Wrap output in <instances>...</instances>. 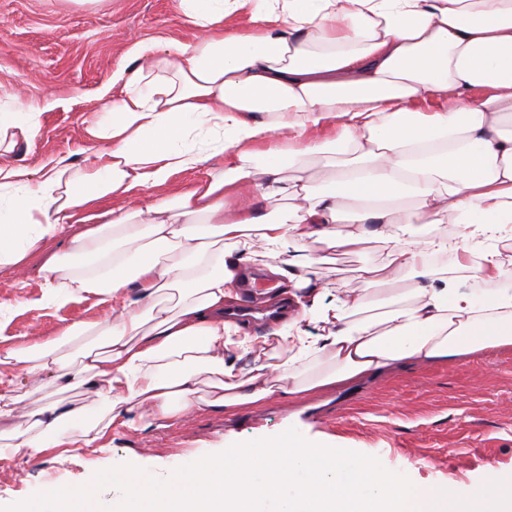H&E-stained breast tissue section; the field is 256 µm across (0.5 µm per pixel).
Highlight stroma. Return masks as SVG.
Returning a JSON list of instances; mask_svg holds the SVG:
<instances>
[{"label": "stroma", "mask_w": 512, "mask_h": 512, "mask_svg": "<svg viewBox=\"0 0 512 512\" xmlns=\"http://www.w3.org/2000/svg\"><path fill=\"white\" fill-rule=\"evenodd\" d=\"M178 0H104L78 6L72 0H0V102L22 93L42 106L30 144L11 162L38 170L48 158L82 159L85 119L101 87L127 62L129 49L147 38L191 40ZM376 241L358 252L335 253L320 278L332 288L353 279L358 268L381 262ZM42 255L27 263L26 282L0 276V303L16 307L0 329V356L21 347L31 330L61 339L77 357L95 334L63 337L75 323L104 316L93 300L56 310L37 305L43 282ZM296 428L321 445L377 458L385 469L405 473L423 486L478 481L487 465L512 475V348H487L448 361L404 365L386 375L321 393L300 402L277 397L258 407L208 411L167 429L147 432L113 427L104 452L59 458L50 449L17 455L0 464V508L30 498L40 484H83L116 465L161 470L178 458L217 455L236 443L277 436Z\"/></svg>", "instance_id": "stroma-1"}]
</instances>
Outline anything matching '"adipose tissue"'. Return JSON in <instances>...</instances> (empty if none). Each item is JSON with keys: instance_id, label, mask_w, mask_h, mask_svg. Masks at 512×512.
<instances>
[{"instance_id": "obj_1", "label": "adipose tissue", "mask_w": 512, "mask_h": 512, "mask_svg": "<svg viewBox=\"0 0 512 512\" xmlns=\"http://www.w3.org/2000/svg\"><path fill=\"white\" fill-rule=\"evenodd\" d=\"M192 41L143 40L106 83L81 163L38 173L7 163L41 111L0 107V272L50 252L41 306H102V340L70 370L56 341L32 336L0 364L30 381L92 388L98 406L35 407L0 388V456L90 448L113 425L167 428L279 394L301 401L413 363L512 347V278L491 243L512 224V0H178ZM248 28L225 34V20ZM480 96H473V89ZM324 131L321 139L312 130ZM344 168L325 188L329 153ZM208 166L205 179L140 204L137 189ZM416 220L455 236L395 224ZM108 202L98 210L97 202ZM379 242L381 264L337 293L309 256ZM451 253L456 275L435 269ZM300 310L258 334L225 320L247 263ZM410 275L398 303L365 316L370 286ZM137 298H130V289ZM253 362L241 372L238 362Z\"/></svg>"}]
</instances>
